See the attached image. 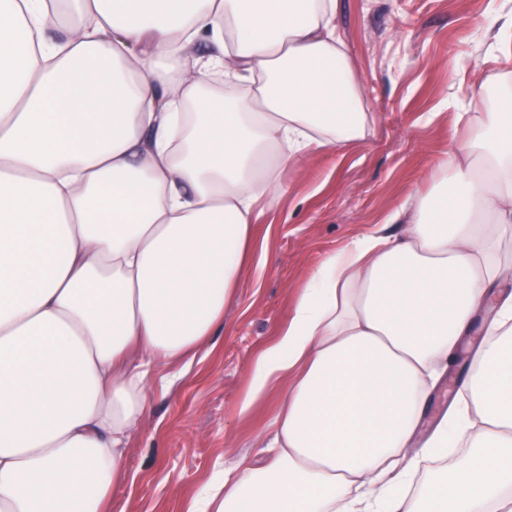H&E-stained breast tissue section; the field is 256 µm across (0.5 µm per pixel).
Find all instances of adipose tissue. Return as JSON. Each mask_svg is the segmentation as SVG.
<instances>
[{
	"instance_id": "adipose-tissue-1",
	"label": "adipose tissue",
	"mask_w": 512,
	"mask_h": 512,
	"mask_svg": "<svg viewBox=\"0 0 512 512\" xmlns=\"http://www.w3.org/2000/svg\"><path fill=\"white\" fill-rule=\"evenodd\" d=\"M336 0H0V512H110L158 367L224 325L259 201L369 114ZM487 54L512 64V9ZM206 56L193 52L198 41ZM433 188L323 259L238 413L286 383L262 458L192 512H512V86ZM483 324L425 452L435 383Z\"/></svg>"
}]
</instances>
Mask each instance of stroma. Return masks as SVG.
<instances>
[{
	"mask_svg": "<svg viewBox=\"0 0 512 512\" xmlns=\"http://www.w3.org/2000/svg\"><path fill=\"white\" fill-rule=\"evenodd\" d=\"M481 4L337 0L336 24L371 127L351 148L314 153L303 167L286 170L281 199L258 203L257 249L238 284L239 300L183 380L166 385L163 369L149 378L150 411L127 453L132 479L112 512H185L219 470L269 442L278 395H268L246 419L238 405L255 357L291 316L295 295L327 254L374 230L399 233L386 216L404 198L428 191L432 167L462 132L454 100L475 77L512 73L485 53L491 33L477 24ZM481 339V327H474L449 361L424 414V434L453 404Z\"/></svg>",
	"mask_w": 512,
	"mask_h": 512,
	"instance_id": "obj_1",
	"label": "stroma"
}]
</instances>
